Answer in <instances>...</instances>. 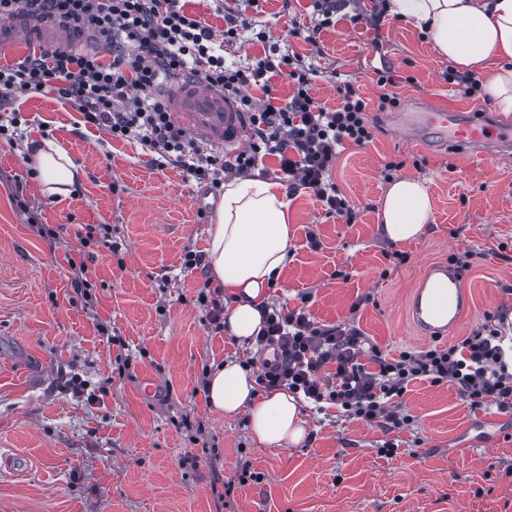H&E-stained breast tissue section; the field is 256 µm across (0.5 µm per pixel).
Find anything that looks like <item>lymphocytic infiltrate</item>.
I'll return each mask as SVG.
<instances>
[{
  "instance_id": "lymphocytic-infiltrate-1",
  "label": "lymphocytic infiltrate",
  "mask_w": 512,
  "mask_h": 512,
  "mask_svg": "<svg viewBox=\"0 0 512 512\" xmlns=\"http://www.w3.org/2000/svg\"><path fill=\"white\" fill-rule=\"evenodd\" d=\"M20 13L92 34L100 47L86 53L43 49L0 65V109L32 94L55 92L85 123L144 145L156 167H177L207 184L215 183L217 167L241 175L259 156L271 155L279 160L278 175L289 194L307 192L344 223L356 222L354 205L332 179L338 156L347 147L373 142L376 131L370 106L352 81L337 82V105L331 108L313 95L314 71L299 55L256 57L238 67L224 56L236 39L238 18H227L219 38L180 0H0L1 18ZM175 73L237 99L251 137L234 160L222 161L176 125L165 99H144L145 91ZM272 73L286 74L294 84L286 103L271 100ZM253 87L262 90L264 104L250 95ZM262 313L256 336L261 357L250 366L265 389L285 388L388 430L411 423L403 398L418 380L451 384L471 408L512 412V345L494 325L445 347L393 358L354 325H316L305 307L269 304Z\"/></svg>"
}]
</instances>
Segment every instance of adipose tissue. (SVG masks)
Segmentation results:
<instances>
[{"label": "adipose tissue", "mask_w": 512, "mask_h": 512, "mask_svg": "<svg viewBox=\"0 0 512 512\" xmlns=\"http://www.w3.org/2000/svg\"><path fill=\"white\" fill-rule=\"evenodd\" d=\"M388 10L423 29L437 52L461 70L477 73L496 64L484 90L493 105L512 112V0H389ZM31 162L41 174L45 195L70 194L78 168L64 150L44 142ZM432 212L422 180H396L382 203L381 235L395 244L415 239ZM292 247L284 185L259 177H238L225 184L216 222L209 229L207 254L212 275L231 298L224 324L240 347H247L260 329L268 281L287 264ZM205 394L213 410L227 416L245 414L252 435L264 445L296 446L307 435L296 395L259 391L251 370L237 359H226L209 372Z\"/></svg>", "instance_id": "adipose-tissue-1"}]
</instances>
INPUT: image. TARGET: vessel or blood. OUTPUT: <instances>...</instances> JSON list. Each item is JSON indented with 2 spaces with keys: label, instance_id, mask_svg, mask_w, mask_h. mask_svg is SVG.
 Segmentation results:
<instances>
[{
  "label": "vessel or blood",
  "instance_id": "1",
  "mask_svg": "<svg viewBox=\"0 0 512 512\" xmlns=\"http://www.w3.org/2000/svg\"><path fill=\"white\" fill-rule=\"evenodd\" d=\"M29 41L32 49L48 44L67 46V32L53 23L37 22L17 17L0 24V56L12 53L20 41ZM171 111L172 120L187 130L204 146L228 151L242 147L247 126L236 101L226 97L222 90L183 79L170 78L162 88ZM430 126H441L454 133L455 142L468 147H479L489 152L512 148V122H484L477 114L462 112H435L428 119ZM429 276L449 280L453 292L429 291L415 294L410 307L413 323L431 337L450 332L458 323L449 317V310L463 311L466 291L455 272L445 265L435 264Z\"/></svg>",
  "mask_w": 512,
  "mask_h": 512
}]
</instances>
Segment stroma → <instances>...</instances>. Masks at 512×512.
Listing matches in <instances>:
<instances>
[{
  "label": "stroma",
  "instance_id": "1",
  "mask_svg": "<svg viewBox=\"0 0 512 512\" xmlns=\"http://www.w3.org/2000/svg\"><path fill=\"white\" fill-rule=\"evenodd\" d=\"M363 2L348 0L313 45L303 38L316 22L313 0L255 8L226 0L224 8L249 22L235 61L292 50L316 70L313 93L327 106L337 104L339 78L373 105L374 141L348 147L332 171L359 210L356 223L312 195L290 197L294 251L269 298L292 308L310 294L316 321L354 320L395 356L433 345L411 319L412 292L430 265L468 249L469 304L451 340L503 307L512 323V152L484 155L433 135L414 145L388 126L374 108V70L385 61L414 78L397 89L401 112L495 107L444 80L447 59L412 22L389 15L377 32L351 24ZM15 108L23 121L12 141L0 140V512H512V413L472 409L450 385H410L404 403L415 420L396 431L389 456L377 451L380 428L307 406L308 436L291 448L258 443L246 415L213 411L203 370L246 352L208 329L196 302L205 277L182 262L186 251L206 249L223 190L153 166L145 147L84 126L54 93ZM44 139L80 170L66 198L43 194L28 164L29 143ZM390 161L423 180L433 204L422 235L399 245L379 231ZM41 224L55 238L41 237ZM88 224L108 225L118 254L82 246ZM394 250L409 259L381 278ZM74 261L85 266L94 305L74 290ZM110 334L121 344L108 343ZM123 357L131 367L121 375ZM246 469L260 480L240 482Z\"/></svg>",
  "mask_w": 512,
  "mask_h": 512
}]
</instances>
